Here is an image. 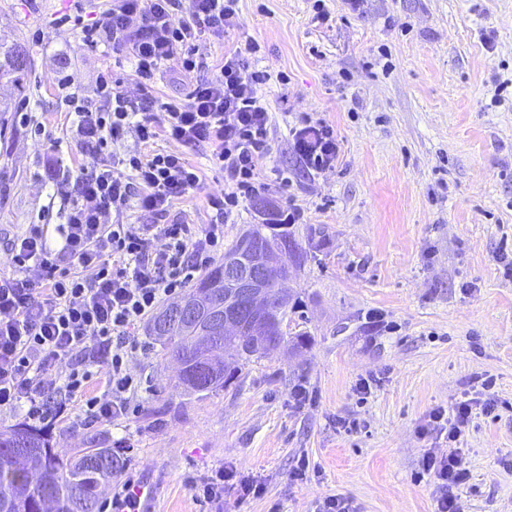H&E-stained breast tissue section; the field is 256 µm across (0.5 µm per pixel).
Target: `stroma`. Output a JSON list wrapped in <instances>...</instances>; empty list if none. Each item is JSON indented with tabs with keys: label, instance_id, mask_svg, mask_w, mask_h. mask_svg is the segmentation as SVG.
Segmentation results:
<instances>
[{
	"label": "stroma",
	"instance_id": "1",
	"mask_svg": "<svg viewBox=\"0 0 512 512\" xmlns=\"http://www.w3.org/2000/svg\"><path fill=\"white\" fill-rule=\"evenodd\" d=\"M72 0H0V60L25 70L0 76V275L7 239L57 223L49 200L73 193L51 173L88 166L71 134L57 80L74 74L85 94L113 59L53 18ZM239 30L203 35L210 77L247 41L249 68L267 71L273 114L261 181L285 172L268 196L296 205L292 229L306 257L288 282L302 300L284 323L312 343L249 363L227 388L187 395L176 364L146 327V379L137 413L111 426L45 429L60 454L102 442L150 493L148 512H210L187 476L223 467L224 512H317L329 495L351 512H434L427 449L448 451L431 416L464 397L497 400L475 410L462 439L469 473L460 512H512V0H239ZM336 132V166L307 170L290 127L304 117ZM42 124L51 142L31 135ZM207 147L187 157L199 189L170 217L208 224L224 174ZM371 379L368 393L357 385ZM308 399L297 403L295 392ZM308 461L296 479L299 461ZM263 483L244 497L243 479Z\"/></svg>",
	"mask_w": 512,
	"mask_h": 512
}]
</instances>
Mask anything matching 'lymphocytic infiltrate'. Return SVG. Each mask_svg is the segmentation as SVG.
I'll list each match as a JSON object with an SVG mask.
<instances>
[{
	"mask_svg": "<svg viewBox=\"0 0 512 512\" xmlns=\"http://www.w3.org/2000/svg\"><path fill=\"white\" fill-rule=\"evenodd\" d=\"M238 0H111L93 17L82 10L58 19L73 25L84 43L126 57L136 93L124 78L102 74L95 98L83 97L74 75L58 81L75 115L74 139L90 167L75 180V197L61 204L50 242L47 225H29L9 240L12 273L0 279V414L22 413L38 422L63 420L80 401L81 425H108L127 415L142 381L127 367L141 343L136 327L159 305L206 270L224 245V225L262 189L255 179L271 145L272 123L262 88L266 71H247L251 42L225 55L219 71L192 83L184 97L154 94L163 66L185 74L204 63L195 52L202 33L216 35L240 25ZM300 162L314 172L336 166L332 126L304 120L290 130ZM140 143L164 138L176 151L118 155L110 146L124 137ZM208 145L209 162L225 174L224 194L210 200L209 224L163 223L175 200L200 184L185 147ZM159 216L156 224H130V209ZM157 238L161 247H150ZM473 400L450 413L435 412L448 429V454H426L423 468L434 481L435 512H457L455 489L468 473L458 443L473 414Z\"/></svg>",
	"mask_w": 512,
	"mask_h": 512,
	"instance_id": "lymphocytic-infiltrate-1",
	"label": "lymphocytic infiltrate"
}]
</instances>
